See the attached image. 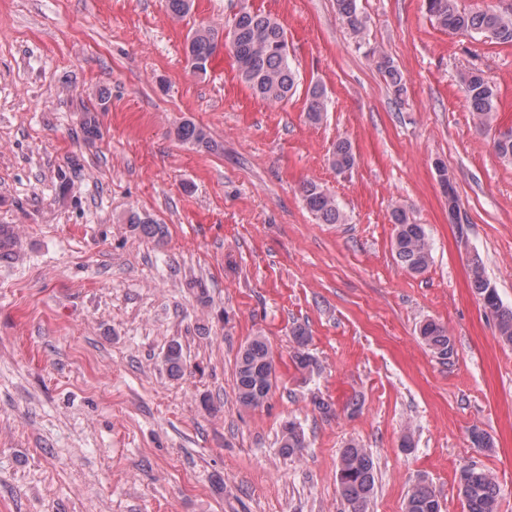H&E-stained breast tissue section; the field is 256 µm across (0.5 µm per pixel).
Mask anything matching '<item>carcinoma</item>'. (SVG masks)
<instances>
[{
    "label": "carcinoma",
    "mask_w": 512,
    "mask_h": 512,
    "mask_svg": "<svg viewBox=\"0 0 512 512\" xmlns=\"http://www.w3.org/2000/svg\"><path fill=\"white\" fill-rule=\"evenodd\" d=\"M426 10L438 25L448 31L473 32L496 41L512 45V13L493 9L464 11L458 8L457 0H426ZM336 11L357 45H362L366 30V19L358 6V0H336ZM230 49L236 59L241 78L265 101L281 103L296 89L298 75L288 57V42L282 26L270 16L254 11L240 12L222 39L219 32L202 28L188 38V58L202 63V72H207L212 56L219 46ZM366 55L372 59L378 72L395 92L404 91V80L393 61L382 51L370 47ZM466 102L475 128L483 132L496 120V92L494 86L478 71L459 74ZM306 116L317 124L323 120L328 101L325 89L319 84L306 91ZM178 139L196 147L208 148L211 141L203 127L185 121L176 131ZM494 153L502 160L512 163V131L500 134L493 141ZM332 167L338 173L350 170L355 163V153L350 141L336 142L330 157ZM305 207L325 224H342L345 216L336 198L313 182H305L300 188ZM395 226L393 249L398 262L412 274L424 273L432 262V242L425 227L415 223L407 208L395 205L390 212ZM127 223L133 231L161 241L164 226L146 220L136 213L129 215ZM471 287L480 297L484 309L496 322L499 338L512 344V309L502 305L495 289L484 278L480 258L471 264ZM424 344L433 353L446 358L453 350L448 331L434 321H426L419 327ZM295 368L312 375L319 370L317 360L306 352L308 336L306 330L297 327L292 331ZM165 364L173 376L184 372L182 349L177 343L169 346ZM235 378L237 401L244 408H258L270 398L275 378V362L269 343L264 336H254L240 347L236 363ZM282 451L289 456L303 454L307 448L306 436L300 425L288 421L283 425ZM376 466L372 453L356 441L348 442L340 453L338 465V487L347 512H368L374 494ZM459 495L466 512H499V486L495 477L476 466L464 467L460 471ZM403 512H442L441 502L435 491L420 481L408 491Z\"/></svg>",
    "instance_id": "1"
}]
</instances>
